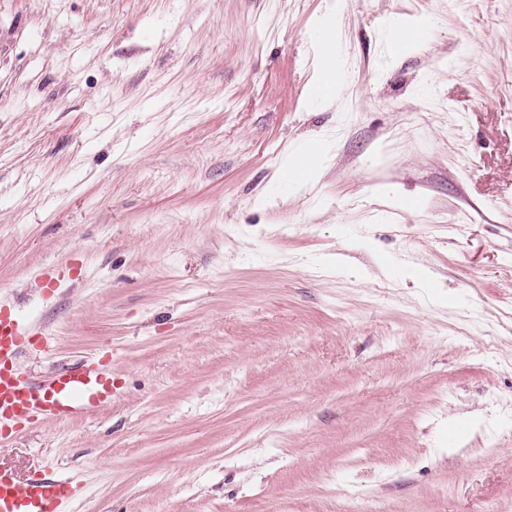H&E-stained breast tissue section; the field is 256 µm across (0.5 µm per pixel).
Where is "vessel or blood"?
Listing matches in <instances>:
<instances>
[{
    "label": "vessel or blood",
    "instance_id": "vessel-or-blood-1",
    "mask_svg": "<svg viewBox=\"0 0 512 512\" xmlns=\"http://www.w3.org/2000/svg\"><path fill=\"white\" fill-rule=\"evenodd\" d=\"M79 266L47 264L42 268L45 288L54 290L79 282ZM36 330L30 318L0 296V445L14 432L47 422L95 413L118 394L110 359L61 371L47 380L33 382L21 374L16 360L34 343ZM79 493L68 478L34 474L18 482L14 472L0 466V512H69Z\"/></svg>",
    "mask_w": 512,
    "mask_h": 512
}]
</instances>
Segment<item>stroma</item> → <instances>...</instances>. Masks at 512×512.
I'll return each instance as SVG.
<instances>
[{
	"label": "stroma",
	"instance_id": "stroma-1",
	"mask_svg": "<svg viewBox=\"0 0 512 512\" xmlns=\"http://www.w3.org/2000/svg\"><path fill=\"white\" fill-rule=\"evenodd\" d=\"M1 285L114 353L0 447L72 512H512V0H0ZM316 42L320 46L321 76L318 85L319 96L327 101L336 100L341 90L336 67V35L330 21L320 23L316 28ZM320 153V145L311 144L306 155L289 162L288 167L282 172V181L288 180L289 184H299L306 181L313 171L314 160ZM43 288H48L53 292L57 288H63L67 283L79 282L82 277V268L77 265H57L47 264L42 267Z\"/></svg>",
	"mask_w": 512,
	"mask_h": 512
}]
</instances>
